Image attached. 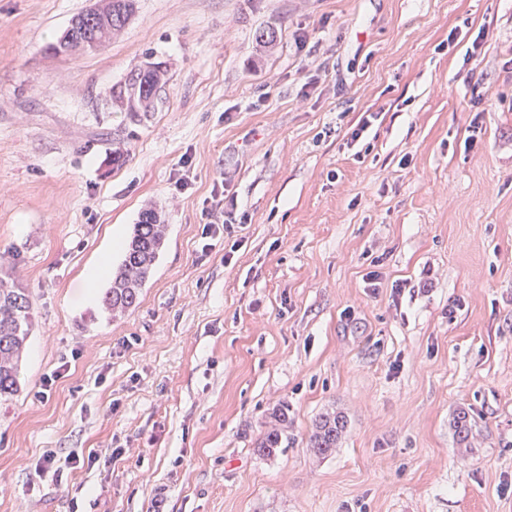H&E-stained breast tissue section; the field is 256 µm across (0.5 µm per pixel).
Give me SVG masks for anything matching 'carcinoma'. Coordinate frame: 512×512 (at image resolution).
<instances>
[{"label":"carcinoma","instance_id":"obj_1","mask_svg":"<svg viewBox=\"0 0 512 512\" xmlns=\"http://www.w3.org/2000/svg\"><path fill=\"white\" fill-rule=\"evenodd\" d=\"M136 0H112V21L125 27L135 12ZM165 76L157 71L140 75V92L156 94L164 84ZM165 241V225L157 214L142 211L133 235L125 247L121 265L112 273L109 288L103 296V307L112 316L125 314L133 307L145 282L150 277L158 253ZM32 302L26 289L19 287L12 278L0 277V398L17 392L19 362L29 337L32 323ZM274 423L261 441L257 452L270 455L282 444L288 427L287 408L273 412ZM344 429L343 419L336 414H326L315 424L310 436V448L318 455H326L336 447Z\"/></svg>","mask_w":512,"mask_h":512}]
</instances>
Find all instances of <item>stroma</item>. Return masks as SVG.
I'll return each mask as SVG.
<instances>
[{"instance_id": "stroma-1", "label": "stroma", "mask_w": 512, "mask_h": 512, "mask_svg": "<svg viewBox=\"0 0 512 512\" xmlns=\"http://www.w3.org/2000/svg\"><path fill=\"white\" fill-rule=\"evenodd\" d=\"M90 5L0 0V276L32 299L0 512H512V0H136L50 54ZM149 62L135 119L110 95ZM226 192L251 221L202 254ZM147 208L165 246L115 319L86 275ZM92 448L122 455L35 474ZM136 0H95L94 6L85 11V18L89 20L90 28L82 36L72 30L75 21L71 22L68 29L62 32L56 43L49 46L51 52H55L61 42V48L57 55L74 57L86 53L90 49L103 47L112 37L120 32L112 27V21L122 29L135 12ZM274 423L267 431L261 441L257 444V452L270 455L280 448L285 428H288L287 408H277L273 412ZM344 427L343 419L336 413L322 416L310 436V448L318 455H327L336 447Z\"/></svg>"}]
</instances>
